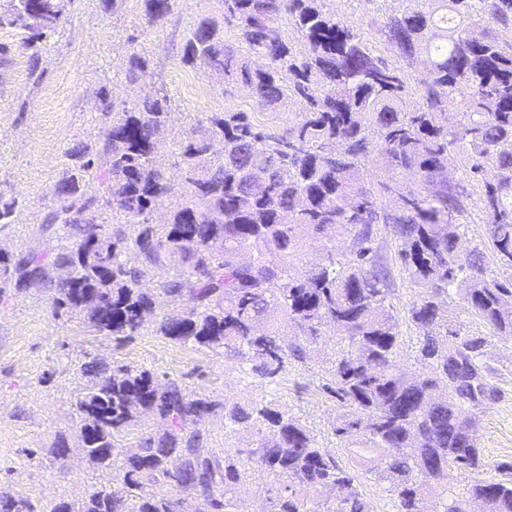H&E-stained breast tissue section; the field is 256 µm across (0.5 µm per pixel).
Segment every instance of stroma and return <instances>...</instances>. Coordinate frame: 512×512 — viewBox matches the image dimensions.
I'll return each instance as SVG.
<instances>
[{
	"instance_id": "1",
	"label": "stroma",
	"mask_w": 512,
	"mask_h": 512,
	"mask_svg": "<svg viewBox=\"0 0 512 512\" xmlns=\"http://www.w3.org/2000/svg\"><path fill=\"white\" fill-rule=\"evenodd\" d=\"M222 11V0H172L163 25L147 28L142 0H75L68 18L44 42L35 69L16 51L24 30L0 29V46L9 49L7 62L0 63V192L21 201L17 224L0 232V247L11 251L35 244L67 149L74 140L99 134L95 117L101 89H108L120 106L164 87L173 122L161 135L158 152L177 187L182 184L175 155L178 131L228 107L254 110L245 89L225 85L222 76L182 60L197 21ZM134 53L146 57L152 78L129 81L126 66ZM393 288V311L403 336L401 360L416 370L418 334L407 323L414 291L399 278ZM448 303L462 336L484 340L482 363L493 393L464 413L478 426L477 446L486 462L480 478L500 480L512 474V337L491 335L460 310L457 298ZM332 348V343L322 344L307 364L289 365L271 383L223 352L173 344L150 326L119 345L111 337L92 335L78 319L53 315L46 295L0 301V491L51 505L78 501L105 480V473L90 467L81 451H73L63 468L49 454L58 434L76 435L73 403L84 384L79 368L89 351L111 365L147 369L162 381L181 380L217 400L273 399L321 447L335 449L339 465L355 475L375 512H396L384 485L356 466L332 433L345 412L324 388L323 361ZM202 430L207 456L250 445L249 428L225 432L219 415L206 418Z\"/></svg>"
}]
</instances>
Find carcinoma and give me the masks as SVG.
<instances>
[{"label": "carcinoma", "instance_id": "1", "mask_svg": "<svg viewBox=\"0 0 512 512\" xmlns=\"http://www.w3.org/2000/svg\"><path fill=\"white\" fill-rule=\"evenodd\" d=\"M74 2L0 0V29L14 27L17 13L31 20L22 41L31 72ZM143 2L145 25H162L171 0ZM222 3V19L197 23L183 62L245 88L260 112H211L178 134L183 190L157 224L156 203L172 194L154 145L171 122L169 97L159 87L119 108L100 91L102 132L67 150L41 222V234L62 243L0 251V298L46 293L55 315L118 344L151 323L174 344L230 353L271 382L334 334L325 388L349 412L333 435L386 486L397 512H512V479L478 480L463 495L449 485L453 473L483 467L477 423L462 407L488 389L483 341L447 343L461 331L443 301L454 289L464 312L493 335L512 336V306L503 305L512 296V0H422L356 30L325 0ZM367 30L381 35L383 50ZM300 40L305 54L294 50ZM392 51L400 61L384 58ZM255 55L268 66L255 67ZM128 74L152 77L149 61L130 55ZM291 105L294 120L280 132L259 119ZM453 158L467 175L450 185ZM370 166L391 180L367 178ZM94 179L101 192L92 195L85 184ZM18 208L17 197L0 194V230L16 223ZM380 224L395 240L392 261L375 246ZM470 224L485 225L474 246ZM338 228L350 255L325 246L296 268ZM60 268L70 272L66 286ZM396 270L420 290L407 319L427 372L400 361L389 303ZM167 302L178 309L163 315ZM85 358L78 443L93 468L112 470L118 455L124 466L76 504L46 508L4 491L0 512H177L175 490L194 495L196 512H235L238 486L259 469L274 478L265 488L271 512H373L336 449L320 447L274 401L229 404L177 379ZM218 414L231 432L250 424L252 446L196 454L204 419ZM146 415L167 428L117 447L115 438ZM67 448L60 434L48 449L61 467Z\"/></svg>", "mask_w": 512, "mask_h": 512}]
</instances>
